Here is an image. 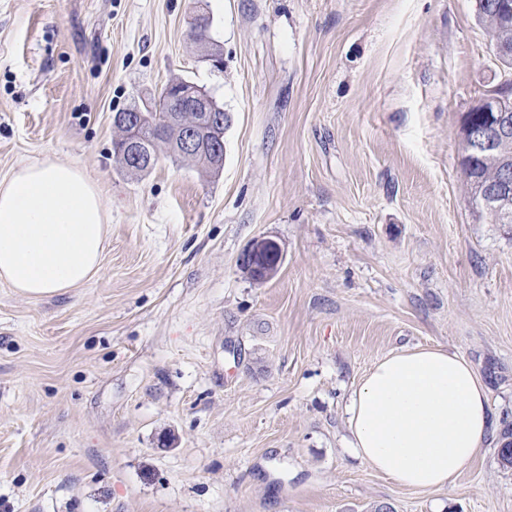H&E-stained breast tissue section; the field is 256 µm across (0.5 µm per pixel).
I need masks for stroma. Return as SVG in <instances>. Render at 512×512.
<instances>
[{"label": "stroma", "mask_w": 512, "mask_h": 512, "mask_svg": "<svg viewBox=\"0 0 512 512\" xmlns=\"http://www.w3.org/2000/svg\"><path fill=\"white\" fill-rule=\"evenodd\" d=\"M178 79L228 113L223 168H122L116 113ZM500 80L475 0H0V178L73 165L109 212L86 285L0 283V512H512L497 446L413 491L345 415L376 361L440 346L512 425V224L459 164ZM280 244L267 236L252 240L239 258V266L258 282L272 280L278 273L282 260Z\"/></svg>", "instance_id": "35a3bbf8"}]
</instances>
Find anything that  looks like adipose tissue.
I'll use <instances>...</instances> for the list:
<instances>
[{"instance_id": "obj_1", "label": "adipose tissue", "mask_w": 512, "mask_h": 512, "mask_svg": "<svg viewBox=\"0 0 512 512\" xmlns=\"http://www.w3.org/2000/svg\"><path fill=\"white\" fill-rule=\"evenodd\" d=\"M107 209L78 168L52 161L0 179V282L37 299L79 287L100 270ZM355 455L393 483L447 487L469 470L496 426L472 365L440 347L391 354L365 375L347 406Z\"/></svg>"}]
</instances>
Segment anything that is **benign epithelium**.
I'll return each mask as SVG.
<instances>
[{
    "mask_svg": "<svg viewBox=\"0 0 512 512\" xmlns=\"http://www.w3.org/2000/svg\"><path fill=\"white\" fill-rule=\"evenodd\" d=\"M168 108L161 116L151 117L140 107L126 109L120 124L122 135L116 141V158L129 170H138L145 162V156L138 148L137 133L140 127L150 123L165 129L180 125L183 128L181 139L172 143L160 135L154 144H163L177 155L192 160L204 159L219 153L218 145L209 141L206 135L211 133L222 137L220 129L224 126L223 108L213 98L196 85L185 82L169 85ZM512 110L508 97L483 98L473 111L483 113V118L467 117L463 120V150L460 161L468 163L478 157L489 154L499 139L512 133V126L499 113ZM186 112L196 113L195 125L183 124L182 116ZM282 260L280 244L267 236L252 240L239 258V266L258 282L272 280L278 273Z\"/></svg>",
    "mask_w": 512,
    "mask_h": 512,
    "instance_id": "7a95c632",
    "label": "benign epithelium"
}]
</instances>
